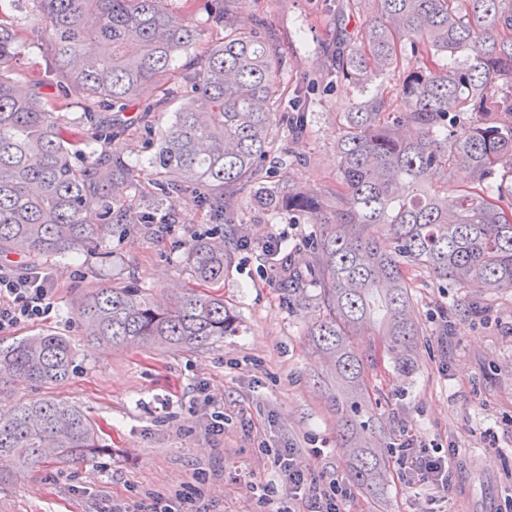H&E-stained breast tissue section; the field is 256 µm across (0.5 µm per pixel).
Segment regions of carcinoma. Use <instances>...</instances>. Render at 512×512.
<instances>
[{
	"label": "carcinoma",
	"mask_w": 512,
	"mask_h": 512,
	"mask_svg": "<svg viewBox=\"0 0 512 512\" xmlns=\"http://www.w3.org/2000/svg\"><path fill=\"white\" fill-rule=\"evenodd\" d=\"M44 21V75L14 73L19 32L0 12V253L23 257L71 252L99 242L129 217L140 181L123 157L82 146L149 127L162 102L143 103L148 83L177 85L205 107L178 112L162 132L152 165L155 206L140 224H162L177 200L197 193L224 216L236 191L286 162L276 148L280 52L258 23H234L230 0H192L224 30L221 41L189 57L198 41L192 12L172 0H31ZM374 16L360 38L336 47L326 71L361 83L365 73L414 62L395 96L377 92L341 113L336 190L324 199L294 188L255 190V203L292 214L322 215L303 270L284 255V299L304 301L320 288L312 326L317 352L329 356L328 403L340 439L357 448L352 478L373 489L385 469L373 421L369 370L378 349L402 374L415 368L420 330L408 270L461 288L512 290V0H371ZM465 54L442 68L437 57ZM85 94V122L66 124L53 102L70 88ZM463 166L475 185L427 187L431 173ZM236 231L219 242L198 238L186 252L196 280L174 299L136 285L90 288L78 316L86 336L109 345L204 348L236 332L237 316L212 289L224 283ZM386 236L391 248H379ZM376 336L363 356L351 339ZM74 349L58 334L0 340V392L17 383L57 384L69 377ZM111 454L93 422L55 399L0 410V456L31 470Z\"/></svg>",
	"instance_id": "1"
}]
</instances>
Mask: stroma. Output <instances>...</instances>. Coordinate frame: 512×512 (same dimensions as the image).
Instances as JSON below:
<instances>
[{
    "mask_svg": "<svg viewBox=\"0 0 512 512\" xmlns=\"http://www.w3.org/2000/svg\"><path fill=\"white\" fill-rule=\"evenodd\" d=\"M234 14L257 19L280 38V94L285 110H303L305 133L294 139L280 129L286 165L271 169L269 189L291 185L326 196L336 186L339 114L363 93L395 91L404 73L368 75L365 89L327 76L321 63L336 43L355 37L372 15L368 0H234ZM20 31L16 74L42 75L45 58L32 37L41 22L30 0L8 9ZM190 97L171 98L156 113L152 133L111 142L135 172L151 173L157 132L175 112L194 107ZM256 187L240 185L238 218L245 247L236 249L220 293L236 312V333L201 349H153L89 343L76 315L90 288L130 280L163 298L193 283L186 261L189 243L219 236L195 193L182 196L167 225L127 224L97 247L40 258L50 273V306L42 318L0 332L10 342L39 333L67 337L77 351L73 374L57 386L23 384L0 402L54 398L79 406L95 422L112 454L89 462L49 460L31 471L9 458L0 472V512H112L134 508L148 493L188 491L198 473L209 482L196 495L201 512H263L252 491L273 479L265 448L293 447L311 474L349 488V512H506L512 504V292L461 288L428 274L412 273L415 313L422 336L416 369L401 375L388 361L373 372L374 414L390 447L453 449V489L432 493L410 470L386 456L382 490L356 487L350 453L344 452L329 409L327 361L310 336L315 305L287 306L268 250L305 249L315 226L310 217L267 210L254 203ZM224 409V434L208 431L214 406Z\"/></svg>",
    "mask_w": 512,
    "mask_h": 512,
    "instance_id": "35a3bbf8",
    "label": "stroma"
}]
</instances>
